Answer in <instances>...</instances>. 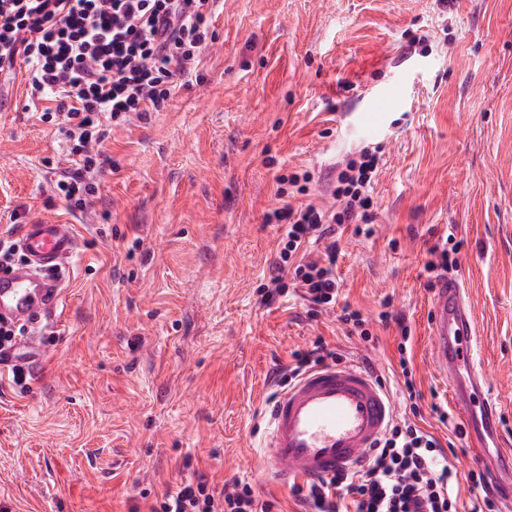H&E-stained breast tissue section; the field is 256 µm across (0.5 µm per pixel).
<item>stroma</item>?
I'll return each mask as SVG.
<instances>
[{"mask_svg":"<svg viewBox=\"0 0 512 512\" xmlns=\"http://www.w3.org/2000/svg\"><path fill=\"white\" fill-rule=\"evenodd\" d=\"M211 29L166 107L101 144L107 161L73 219L78 253L45 326L54 345L22 384L0 372V502L149 512L201 475L304 512L261 468L276 372L321 338L343 361L369 362L405 412L399 316L424 426L452 439L462 501L483 496L465 480L466 439L431 363L424 265L438 238L461 241L450 274L512 439V0H224ZM368 142L383 148L373 233L344 234L336 266L366 343L335 313L308 319L297 294L261 304L257 286L282 233L266 220L278 176L310 172L312 202H327L337 162ZM65 165L23 78L0 86V238L70 217L51 191ZM436 397L447 422L430 410Z\"/></svg>","mask_w":512,"mask_h":512,"instance_id":"1","label":"stroma"}]
</instances>
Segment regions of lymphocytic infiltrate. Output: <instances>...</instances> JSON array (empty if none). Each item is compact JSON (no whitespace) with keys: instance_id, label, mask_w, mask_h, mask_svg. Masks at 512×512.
Returning <instances> with one entry per match:
<instances>
[{"instance_id":"f902f5d3","label":"lymphocytic infiltrate","mask_w":512,"mask_h":512,"mask_svg":"<svg viewBox=\"0 0 512 512\" xmlns=\"http://www.w3.org/2000/svg\"><path fill=\"white\" fill-rule=\"evenodd\" d=\"M223 0H0V75L24 66L31 104L55 103L44 121L60 127L74 167L60 172L52 193L69 213L84 212L96 192L91 176L105 162L106 129L160 111L180 78L198 67L209 45V22ZM379 148L364 147L337 166L332 204L293 206L290 194L310 191L308 173L279 177L281 205L268 220L284 227L268 276L258 286L269 303L296 288L309 316L335 308L340 233L363 234L375 221L370 189ZM323 243L321 259L302 246ZM398 346L410 415L395 418L359 470L304 487L296 494L311 512H459L458 472L440 440L420 424L419 392L399 324ZM249 484L216 493L207 479L180 482L150 512H271Z\"/></svg>"}]
</instances>
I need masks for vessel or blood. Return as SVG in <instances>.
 Wrapping results in <instances>:
<instances>
[{
    "label": "vessel or blood",
    "mask_w": 512,
    "mask_h": 512,
    "mask_svg": "<svg viewBox=\"0 0 512 512\" xmlns=\"http://www.w3.org/2000/svg\"><path fill=\"white\" fill-rule=\"evenodd\" d=\"M17 246L26 262L0 275V321L35 326L54 316L59 306L63 290L49 273L73 258L77 240L71 223L39 220L21 226ZM430 334L433 366L451 384L473 462L491 464L493 485L512 491V451L487 456V442L499 428L500 413L496 402L482 394L485 376L471 343V311L455 278H442L436 288ZM394 418L391 394L359 363L314 368L269 403L263 468L283 485L355 470Z\"/></svg>",
    "instance_id": "vessel-or-blood-1"
}]
</instances>
